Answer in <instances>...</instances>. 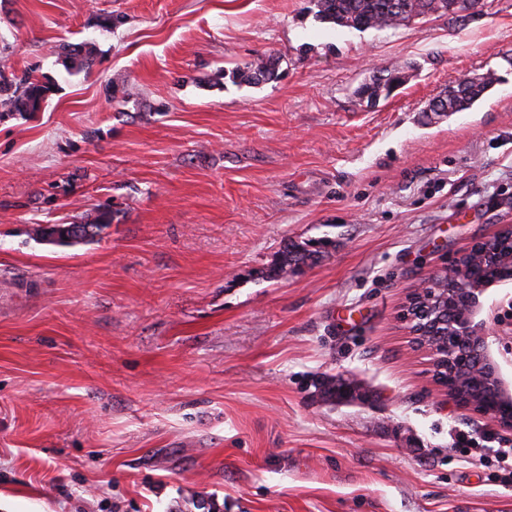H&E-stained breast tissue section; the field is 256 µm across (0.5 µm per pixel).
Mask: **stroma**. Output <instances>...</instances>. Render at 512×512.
<instances>
[{"instance_id":"35a3bbf8","label":"stroma","mask_w":512,"mask_h":512,"mask_svg":"<svg viewBox=\"0 0 512 512\" xmlns=\"http://www.w3.org/2000/svg\"><path fill=\"white\" fill-rule=\"evenodd\" d=\"M0 67L52 86L0 106V512H512V434L402 319L512 226V0L363 32L313 0H0ZM104 205L92 240L27 233ZM290 242L317 260L269 277ZM274 71L269 68L266 58H257L244 69L236 70L235 77L240 83L258 85L274 76ZM369 82L358 87L356 95L360 100L371 103L380 98L388 96V84L391 82H406L407 76L401 66H393L392 68L377 69ZM497 80L494 72L478 75L474 81L467 78L460 80L442 95L448 103V112H464L470 109Z\"/></svg>"}]
</instances>
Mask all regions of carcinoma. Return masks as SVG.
<instances>
[{"mask_svg":"<svg viewBox=\"0 0 512 512\" xmlns=\"http://www.w3.org/2000/svg\"><path fill=\"white\" fill-rule=\"evenodd\" d=\"M319 20L359 31L369 29L397 28L408 25L416 16L429 8L440 15H448L456 21H466L474 14L465 13L467 0H404L406 8L398 9L393 0H314ZM96 48L93 43L86 41L74 50L72 63L81 68L92 65ZM274 76L269 68L267 59L258 58L243 69L235 72L239 81L251 85L261 84ZM407 76L401 66L376 70L370 80L356 90L359 99L372 102L388 96V84L391 82H406ZM497 81L496 73L487 72L475 77L460 80L457 85L444 93L448 103V111L464 112L480 100ZM51 92V86L35 75L28 74L19 81L8 78L0 71V103L19 113L37 111ZM111 211L107 208L99 210V215L93 223L71 225L73 236L56 235L55 230L34 232V238L57 246H70L79 241L92 239L99 235L102 228L110 223ZM495 254L487 256L483 247L473 248L464 260L466 277H471L472 270H477L481 278L489 282L495 279L500 271L512 265V238H500L494 243ZM316 252L300 248L294 244L285 247L281 261L274 269L275 276L288 273L309 260L315 258ZM420 304L423 306L418 323H425L446 308L448 317H453L460 310L461 301L454 291H448V284L433 282L431 292L424 295ZM454 375L446 371L439 372V381L457 394L485 399L484 392L474 387V379L468 376V371L460 365H455Z\"/></svg>","mask_w":512,"mask_h":512,"instance_id":"obj_1","label":"carcinoma"}]
</instances>
